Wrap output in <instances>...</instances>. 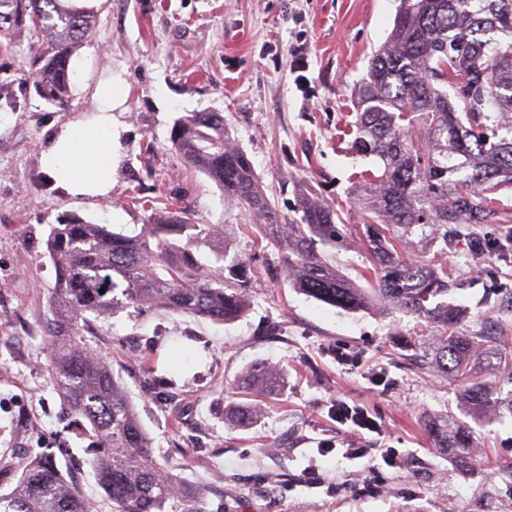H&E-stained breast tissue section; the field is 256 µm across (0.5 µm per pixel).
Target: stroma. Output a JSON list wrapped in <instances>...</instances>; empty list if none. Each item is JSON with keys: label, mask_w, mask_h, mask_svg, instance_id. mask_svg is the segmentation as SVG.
<instances>
[{"label": "stroma", "mask_w": 512, "mask_h": 512, "mask_svg": "<svg viewBox=\"0 0 512 512\" xmlns=\"http://www.w3.org/2000/svg\"><path fill=\"white\" fill-rule=\"evenodd\" d=\"M399 0H102L94 33L76 51L83 84L66 106L35 95L28 60L42 40L0 35V461L63 448L56 461L101 512L109 507L68 432L50 378L42 321L54 265L45 253L50 225L77 217L133 235L175 205L195 224L222 225L228 260L251 271V307L230 323L146 305L90 317L81 333L119 378L153 440L159 461L176 463L180 482L202 494L201 512H512V414L489 407L466 418L448 379L420 365L402 338L430 335L401 310L348 314L266 274L274 247L258 242L256 218L173 144L178 119L219 112L231 141L251 161L283 216H293L305 185L345 224L336 265L358 278L366 263L356 229L354 175L374 158L353 153L345 135L351 95L369 59L389 38ZM124 71L129 85L124 156L107 201L54 189L44 142L76 117L95 112L97 80ZM449 302L465 316L461 332L485 345L512 341V188L499 194L486 224H452L444 257ZM347 362H339L337 353ZM281 371L279 391L245 398L248 368ZM364 407L377 432L357 437L337 422V400ZM249 404V426L224 413ZM451 415L473 430L471 464L461 468L433 447L428 419ZM333 450L322 453L323 445ZM371 449V464L341 449ZM314 467L316 483L302 480Z\"/></svg>", "instance_id": "1"}]
</instances>
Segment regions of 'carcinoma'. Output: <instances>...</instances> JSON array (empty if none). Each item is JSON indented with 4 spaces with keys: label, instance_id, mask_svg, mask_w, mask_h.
Here are the masks:
<instances>
[{
    "label": "carcinoma",
    "instance_id": "carcinoma-1",
    "mask_svg": "<svg viewBox=\"0 0 512 512\" xmlns=\"http://www.w3.org/2000/svg\"><path fill=\"white\" fill-rule=\"evenodd\" d=\"M95 23L93 12L67 8L62 0H0V33L46 39L33 56L31 86L58 106L71 96V57ZM355 99L353 148L379 160L376 170L360 173L355 191L369 288L329 257L346 244L331 207L302 188L299 219L282 222L249 158L225 135L222 113L179 120L174 145L259 218L260 235L277 250V266L291 287L348 313L395 306L424 320L434 335L414 339L416 347L461 387L470 413L502 403L512 411V392L504 399L500 388L474 380L482 368L512 369V355L483 348L479 337L458 330L463 309L448 303L447 266L403 255L413 244L425 254H445L448 225L486 223L497 215L495 194L512 185V0H401L390 38L373 54ZM202 247L225 252L224 233L213 224L188 223L175 208L133 236L78 218L51 225L46 236L45 254L56 269L54 302L43 323L53 386L111 512H163L174 499L184 512H200V492L154 457L133 403L84 342L80 323L89 314L109 316L141 303L215 322L242 318L249 307L242 265L218 275L201 263ZM243 385L245 394L263 395L280 386V377L256 363ZM427 432L435 447L469 463L467 425L433 418ZM21 468L15 487L0 493V512H90L91 502L49 457L31 456Z\"/></svg>",
    "mask_w": 512,
    "mask_h": 512
}]
</instances>
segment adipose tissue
Returning a JSON list of instances; mask_svg holds the SVG:
<instances>
[{"label":"adipose tissue","instance_id":"obj_1","mask_svg":"<svg viewBox=\"0 0 512 512\" xmlns=\"http://www.w3.org/2000/svg\"><path fill=\"white\" fill-rule=\"evenodd\" d=\"M93 96L97 108L92 118H79L56 131L44 144L46 170L67 195L107 200L112 176L123 156L125 127L117 114L127 99L121 73L108 72L98 79Z\"/></svg>","mask_w":512,"mask_h":512}]
</instances>
